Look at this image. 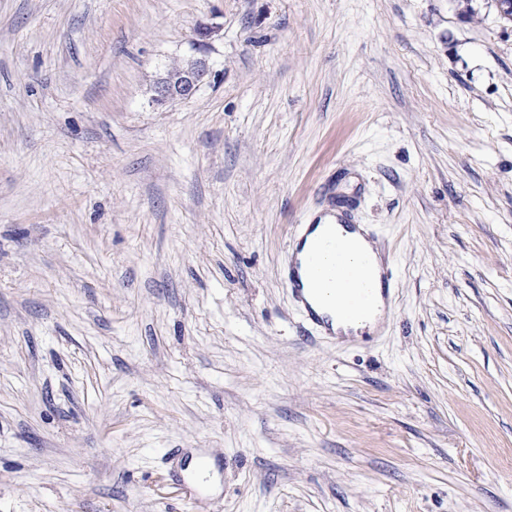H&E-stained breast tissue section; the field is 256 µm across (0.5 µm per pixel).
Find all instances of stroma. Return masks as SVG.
<instances>
[{"instance_id":"1","label":"stroma","mask_w":512,"mask_h":512,"mask_svg":"<svg viewBox=\"0 0 512 512\" xmlns=\"http://www.w3.org/2000/svg\"><path fill=\"white\" fill-rule=\"evenodd\" d=\"M474 6L0 0V512H512V23ZM336 205L396 274L364 338L284 279ZM208 73L209 68L205 60H193L191 68L179 82L172 83L160 78L154 86L153 100L158 104H164L176 98H189L196 93Z\"/></svg>"}]
</instances>
